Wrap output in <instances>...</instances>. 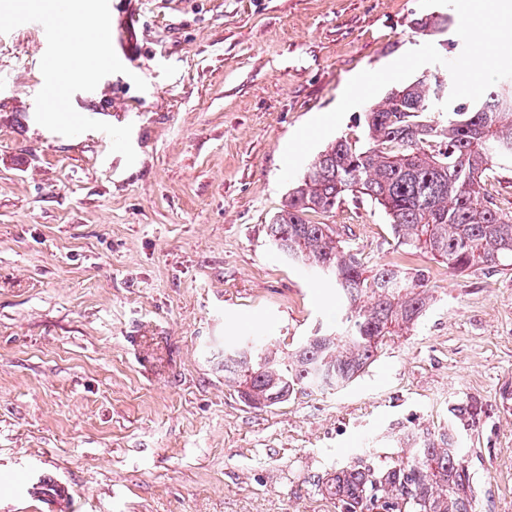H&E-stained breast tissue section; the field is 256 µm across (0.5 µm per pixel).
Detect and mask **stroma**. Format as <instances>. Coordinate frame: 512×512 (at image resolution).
<instances>
[{
  "label": "stroma",
  "instance_id": "1",
  "mask_svg": "<svg viewBox=\"0 0 512 512\" xmlns=\"http://www.w3.org/2000/svg\"><path fill=\"white\" fill-rule=\"evenodd\" d=\"M111 2L126 70L72 104L131 125L130 166L104 132L36 122L43 30L0 34V512H32L17 482L43 467L75 512H337L313 476L451 429L478 512H512V271L399 247L370 199L326 220L365 266L425 272L417 329L346 388L264 410L224 379L225 343L284 356L343 306L267 236L288 141L411 46L456 58L455 30L417 32L418 0ZM466 400L484 410L470 430L451 414Z\"/></svg>",
  "mask_w": 512,
  "mask_h": 512
}]
</instances>
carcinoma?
Returning <instances> with one entry per match:
<instances>
[{
	"mask_svg": "<svg viewBox=\"0 0 512 512\" xmlns=\"http://www.w3.org/2000/svg\"><path fill=\"white\" fill-rule=\"evenodd\" d=\"M450 23L430 14L416 29L436 32ZM451 89L452 80L432 75L392 89L359 118L363 137L337 138L289 190L267 234L283 255L332 277L346 310L283 358L261 336L224 345V379L246 405L264 409L298 389L346 387L387 338L414 327L431 306L424 273L366 269L330 225L309 214H331L349 198L366 197L384 209L397 245L422 250L452 272L512 270V214L483 192L495 162H512V78L489 88L479 105L459 99L439 110ZM452 411L466 427L483 414L473 401ZM406 440L401 456H360L322 483L340 512H476L468 449L451 433Z\"/></svg>",
	"mask_w": 512,
	"mask_h": 512,
	"instance_id": "cac0c4a2",
	"label": "carcinoma"
}]
</instances>
